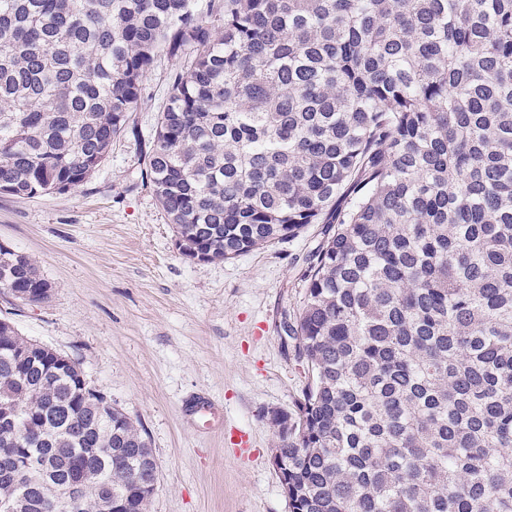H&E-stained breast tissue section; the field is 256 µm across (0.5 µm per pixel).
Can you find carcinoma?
<instances>
[{"label":"carcinoma","mask_w":512,"mask_h":512,"mask_svg":"<svg viewBox=\"0 0 512 512\" xmlns=\"http://www.w3.org/2000/svg\"><path fill=\"white\" fill-rule=\"evenodd\" d=\"M0 0V194L75 189L177 70L144 171L175 245L232 260L324 237L275 411L288 512H512V0ZM0 289L51 284L0 252ZM0 319V499L147 512L143 433ZM95 479L78 498L68 487Z\"/></svg>","instance_id":"cac0c4a2"}]
</instances>
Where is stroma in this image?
Returning a JSON list of instances; mask_svg holds the SVG:
<instances>
[{"instance_id": "35a3bbf8", "label": "stroma", "mask_w": 512, "mask_h": 512, "mask_svg": "<svg viewBox=\"0 0 512 512\" xmlns=\"http://www.w3.org/2000/svg\"><path fill=\"white\" fill-rule=\"evenodd\" d=\"M177 66L155 59L129 129L86 183L0 194V243L34 257L52 286L40 303L0 293V315L74 360L141 425L158 466L149 512H288L265 414L292 409L308 384L285 326L321 227L227 262L180 254L142 178ZM204 398L216 429L192 412ZM232 434L248 447L228 446Z\"/></svg>"}]
</instances>
